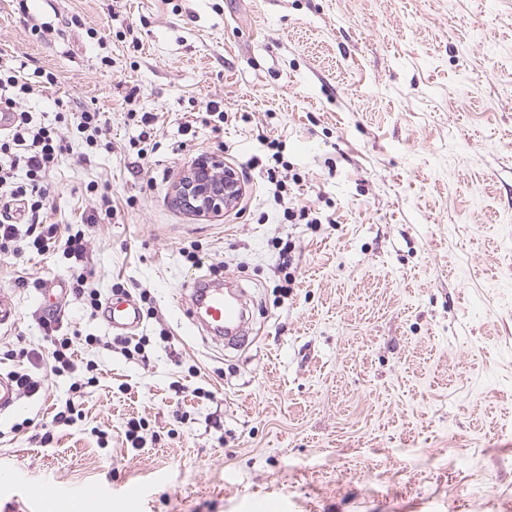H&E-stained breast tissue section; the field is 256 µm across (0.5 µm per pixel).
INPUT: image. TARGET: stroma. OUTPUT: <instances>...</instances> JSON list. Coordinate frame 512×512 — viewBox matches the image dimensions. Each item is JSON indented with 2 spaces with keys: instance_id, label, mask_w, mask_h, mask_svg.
<instances>
[{
  "instance_id": "1",
  "label": "stroma",
  "mask_w": 512,
  "mask_h": 512,
  "mask_svg": "<svg viewBox=\"0 0 512 512\" xmlns=\"http://www.w3.org/2000/svg\"><path fill=\"white\" fill-rule=\"evenodd\" d=\"M19 65L58 76L26 103L66 144L43 221L88 252L0 254V371L49 350L39 283L119 282L154 312L144 364L87 344L110 330L65 294L76 368L34 361L44 387L0 415V512H48L30 485L77 512L132 486L140 512H512V0H0V70ZM84 109L111 149L88 150ZM274 138L321 223H288L250 166ZM204 153L244 192L195 217L171 189ZM198 279L243 289L238 345L192 325ZM69 400L50 443L11 433ZM102 113L96 111H81L76 115L77 130L81 134L88 133L85 136V142L89 148L98 146L102 135L106 138L104 133L105 123L102 119Z\"/></svg>"
}]
</instances>
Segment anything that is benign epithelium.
Segmentation results:
<instances>
[{"label": "benign epithelium", "mask_w": 512, "mask_h": 512, "mask_svg": "<svg viewBox=\"0 0 512 512\" xmlns=\"http://www.w3.org/2000/svg\"><path fill=\"white\" fill-rule=\"evenodd\" d=\"M241 193L236 174L224 169L219 158L205 154L173 185L172 201L188 213L206 216L234 207Z\"/></svg>", "instance_id": "benign-epithelium-1"}]
</instances>
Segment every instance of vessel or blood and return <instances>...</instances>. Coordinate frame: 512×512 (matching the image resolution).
<instances>
[{"label": "vessel or blood", "instance_id": "obj_1", "mask_svg": "<svg viewBox=\"0 0 512 512\" xmlns=\"http://www.w3.org/2000/svg\"><path fill=\"white\" fill-rule=\"evenodd\" d=\"M193 295L198 324L225 342L235 341L246 317L240 299L212 286L195 288ZM103 319L111 329L127 331L140 325L142 314L133 297L121 295L106 302Z\"/></svg>", "mask_w": 512, "mask_h": 512}]
</instances>
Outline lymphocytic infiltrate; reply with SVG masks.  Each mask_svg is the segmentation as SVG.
I'll return each mask as SVG.
<instances>
[{
	"label": "lymphocytic infiltrate",
	"mask_w": 512,
	"mask_h": 512,
	"mask_svg": "<svg viewBox=\"0 0 512 512\" xmlns=\"http://www.w3.org/2000/svg\"><path fill=\"white\" fill-rule=\"evenodd\" d=\"M38 93V86L24 79L22 68L0 77V110L12 115L10 125L0 130V195L22 203L31 217L27 224L0 217L1 254L18 243L43 251L56 233L55 225L41 222L40 213L50 196L47 178L64 145L52 129L35 125L24 109V100Z\"/></svg>",
	"instance_id": "lymphocytic-infiltrate-1"
}]
</instances>
